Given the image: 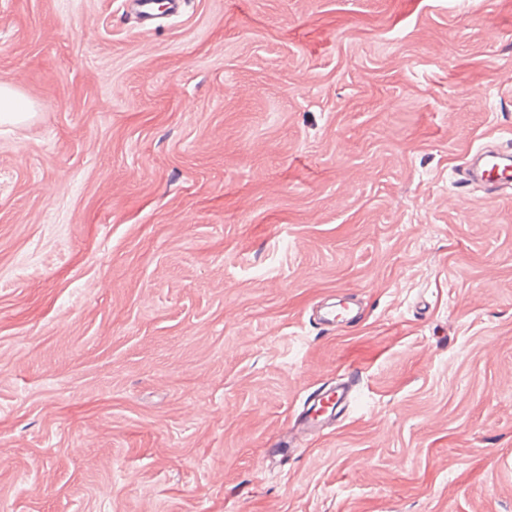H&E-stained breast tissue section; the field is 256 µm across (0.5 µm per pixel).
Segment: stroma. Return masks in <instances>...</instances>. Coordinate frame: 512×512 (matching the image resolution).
<instances>
[{"label": "stroma", "mask_w": 512, "mask_h": 512, "mask_svg": "<svg viewBox=\"0 0 512 512\" xmlns=\"http://www.w3.org/2000/svg\"><path fill=\"white\" fill-rule=\"evenodd\" d=\"M161 22L0 0V512H512V0ZM30 107L9 84L0 83V124H16L31 117ZM501 159L502 158L493 151H477L471 159L474 176L481 180L511 187L512 163L505 164ZM356 378V376H352L346 381L338 382L316 394L307 408L308 414L304 420V429L315 431L320 429L324 423L340 417L351 399L353 386L357 382Z\"/></svg>", "instance_id": "obj_1"}]
</instances>
